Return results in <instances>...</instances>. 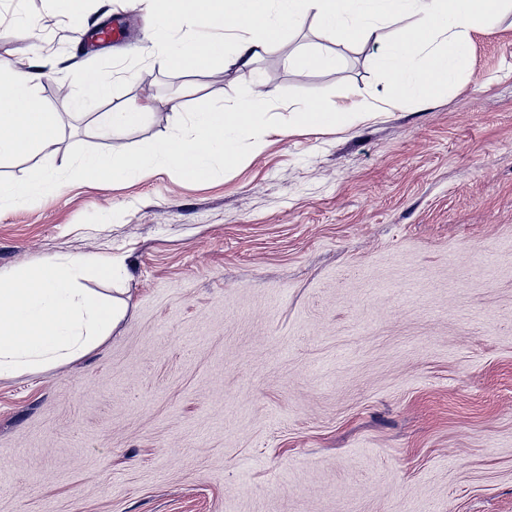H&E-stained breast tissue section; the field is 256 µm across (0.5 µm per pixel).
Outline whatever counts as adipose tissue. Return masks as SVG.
Masks as SVG:
<instances>
[{
  "label": "adipose tissue",
  "instance_id": "1",
  "mask_svg": "<svg viewBox=\"0 0 512 512\" xmlns=\"http://www.w3.org/2000/svg\"><path fill=\"white\" fill-rule=\"evenodd\" d=\"M151 38L164 43L191 13L206 23L249 21L250 37L232 44L234 62L250 66L270 41L305 17L350 43L377 42L402 16L412 25L378 63L395 94L424 98L449 88L469 66L473 32L492 28L512 0H162ZM39 72L0 75V159L39 153L56 140V113L37 97ZM111 261L53 258L0 274V378L44 372L84 358L100 347L126 315L116 298L82 287V280L125 277Z\"/></svg>",
  "mask_w": 512,
  "mask_h": 512
}]
</instances>
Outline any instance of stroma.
Segmentation results:
<instances>
[{"instance_id": "obj_1", "label": "stroma", "mask_w": 512, "mask_h": 512, "mask_svg": "<svg viewBox=\"0 0 512 512\" xmlns=\"http://www.w3.org/2000/svg\"><path fill=\"white\" fill-rule=\"evenodd\" d=\"M156 6L0 0V69L38 57L62 121L0 176L145 144L242 84L374 111L269 130L207 182L154 168L0 209L2 273L111 255L129 272L102 346L0 379V512H512V11L472 33L451 88L386 107L377 59L411 17L366 44L309 17L252 67L198 70L158 66ZM120 14L131 37L78 46ZM312 51L341 63L291 65ZM101 73L98 111L157 102L110 141L72 109Z\"/></svg>"}]
</instances>
